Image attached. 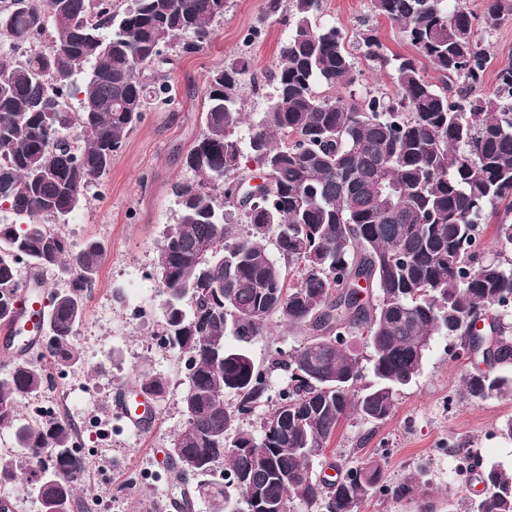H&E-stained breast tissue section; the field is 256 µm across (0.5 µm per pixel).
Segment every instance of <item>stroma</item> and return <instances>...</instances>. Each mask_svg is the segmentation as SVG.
Instances as JSON below:
<instances>
[{
	"label": "stroma",
	"instance_id": "obj_1",
	"mask_svg": "<svg viewBox=\"0 0 512 512\" xmlns=\"http://www.w3.org/2000/svg\"><path fill=\"white\" fill-rule=\"evenodd\" d=\"M322 20L345 35L354 63V90L395 95L389 76L364 59L358 41L370 28L388 51L413 55L402 28L374 14L370 0H323ZM291 21L285 8L269 14L267 0H226L223 16L211 24V41L200 52L168 50L162 71L173 88L172 103L147 106L142 121L114 153L107 173L85 190L80 207L60 227L75 243L100 241L104 256L75 333L84 366L53 375L40 401L70 416L91 417L113 412L117 390L128 387L138 373L161 375L169 386L165 399L152 405L154 423L149 429L135 432L116 420L105 434L85 433L84 452L91 465L78 481L81 503L106 498L110 512H148L166 493L159 459L184 424L177 397L186 386V369L177 354L154 345L162 300L155 275L157 248L175 218L173 186L192 177L185 157L203 129L210 76L227 63L247 61L242 108L251 114L264 111ZM483 45L491 63L482 91L489 94L496 87L497 70L512 65V18L487 35ZM303 338L299 330L278 327L249 344L256 365L268 371L271 391L288 384L287 373L272 366L277 351H290ZM459 345L455 338L434 337L421 374L399 392L392 416L376 426L354 416L344 420L325 460L315 464L316 474L333 462L356 466L382 455L385 477L395 483L424 466L431 482L427 496L409 503L377 497L365 504L364 512H448L471 497L448 448L467 445L483 461L512 467V441L497 432L512 418V397L458 399L461 374L471 367L469 360L457 358ZM141 472L146 480L134 482Z\"/></svg>",
	"mask_w": 512,
	"mask_h": 512
}]
</instances>
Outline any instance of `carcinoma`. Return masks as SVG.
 I'll use <instances>...</instances> for the list:
<instances>
[{"mask_svg":"<svg viewBox=\"0 0 512 512\" xmlns=\"http://www.w3.org/2000/svg\"><path fill=\"white\" fill-rule=\"evenodd\" d=\"M398 23L417 56L388 55L371 30L359 49L390 71L394 98L322 96L354 83L340 28L319 20L322 0H288L293 26L266 110L248 123L241 108L246 65L211 75L202 133L186 156L196 180L174 185L176 221L157 263L163 288L161 337L192 361L173 436L167 488L192 512H358L368 500H412L430 485L419 468L395 484L385 457L346 469L333 485L312 476L343 420L371 424L393 414L434 336L465 344L469 323L492 311L496 372L462 375L458 396L512 394V65L496 91L480 93L490 56L481 33L512 17V0H488L481 27L453 0H370ZM224 0H0V325L15 313L19 266L59 269L69 287L54 291L41 350H20L0 376V426L40 477L41 512H74L76 479L87 460L72 446L69 421L18 414L48 383L44 358L64 370L83 364L74 334L104 247H76L56 228L142 120L149 102L170 101L162 47L184 54L211 38ZM45 50L16 54L37 33ZM467 53L459 51L460 44ZM442 79L426 80L420 59ZM268 175L267 199L245 208L235 185L249 164ZM498 218L501 245L485 256L484 224ZM276 249L297 270L289 283ZM367 294L358 298L360 281ZM304 340L275 360L288 385L269 394L243 348L273 320ZM365 335L374 381L356 390L360 359L348 346ZM139 393L164 399L167 380L136 375ZM231 392L236 402L224 401ZM261 411L257 433L242 417ZM278 429L265 428L268 419ZM486 492L465 512H512V468L482 467Z\"/></svg>","mask_w":512,"mask_h":512,"instance_id":"obj_1","label":"carcinoma"}]
</instances>
